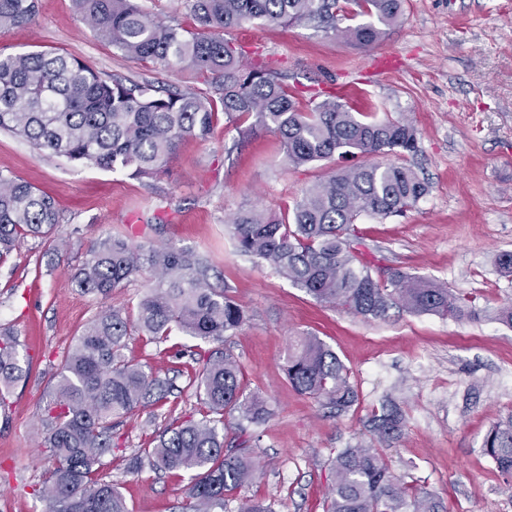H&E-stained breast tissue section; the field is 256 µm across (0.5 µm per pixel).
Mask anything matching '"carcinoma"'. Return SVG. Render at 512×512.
Masks as SVG:
<instances>
[{
  "label": "carcinoma",
  "mask_w": 512,
  "mask_h": 512,
  "mask_svg": "<svg viewBox=\"0 0 512 512\" xmlns=\"http://www.w3.org/2000/svg\"><path fill=\"white\" fill-rule=\"evenodd\" d=\"M199 30L150 18L137 0H74L96 34L123 55L170 70L220 79L219 97L207 91L171 92L151 84L126 85L81 61L42 52L0 56V130L78 166L121 171L138 179L165 173L186 137L205 140L221 110L237 122L253 120L277 135L288 164L300 167L348 156L399 158L417 151L416 131L404 118L370 119L343 98L298 92L264 63L244 62L243 47L226 35L246 23L288 27L317 22L325 32L360 47L381 40L403 19L404 0H189ZM35 0H0V28L27 26ZM429 185L403 163L365 161L340 167L295 202L292 216L239 211L231 219L238 248L267 262L321 303L365 317L393 306L413 314L463 317L462 298L428 278L394 270L373 276L355 241L354 223L366 214L384 219L414 207ZM58 225L53 199L0 168V259L23 235L48 237ZM154 280L137 304L135 329L165 343L173 331L221 341L243 322L242 308L210 286L209 261L193 250L128 243L122 236L93 245L76 273L85 292L106 297L143 269ZM128 321L109 310L78 337L41 408V446L48 476L38 489L49 512H129L117 485L105 479L102 457L115 447L112 419L162 406L173 381L121 353ZM16 339L0 333V407L6 392L26 377ZM288 381L299 393L338 407L353 400L345 368L319 338L296 336L288 347ZM195 413L174 421L132 455L131 469L190 475L187 512H224V498L256 479L259 466L247 448H224V414L259 423L269 415L256 393L244 394L241 369L229 353L211 354L190 378ZM401 418L379 419V437L399 430ZM485 453L512 475V421L494 425ZM327 512H444L438 496L411 490L375 448L356 446L332 464Z\"/></svg>",
  "instance_id": "carcinoma-1"
}]
</instances>
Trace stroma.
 I'll use <instances>...</instances> for the list:
<instances>
[{"instance_id":"35a3bbf8","label":"stroma","mask_w":512,"mask_h":512,"mask_svg":"<svg viewBox=\"0 0 512 512\" xmlns=\"http://www.w3.org/2000/svg\"><path fill=\"white\" fill-rule=\"evenodd\" d=\"M251 59L303 90L320 86L369 118L405 117L418 151L406 162L429 184L415 207L385 219L361 215L358 249L379 276L398 268L468 297L471 318L416 315L391 308L363 317L321 304L266 262L242 254L228 226L240 210L278 213L323 181L332 164L289 166L277 136L219 117L208 140L184 139L154 180L135 179L37 150L0 132V166L49 194L60 223L51 238H22L0 260V329L31 361L9 393L0 420V512H47L33 496L48 468L40 446V408L62 356L98 313L136 318L151 272L105 298L78 288L75 274L88 247L110 235L130 243L190 248L213 265L210 282L244 311L236 333L203 342L174 334L156 345L131 336L125 356L150 365L178 386L155 411L117 419L109 480L129 512H183L189 476L128 469L135 448L197 406L188 375L203 356L230 353L246 393L268 401L270 413L245 438L258 477L226 498L238 512L255 496L274 512H325L337 453L374 446L411 488L437 495L446 512H512V476L484 454L487 431L512 419V327L495 311L512 304V276L497 257L512 252V0H404L402 23L362 48L315 25L245 26L233 31ZM48 51L78 58L95 71L178 89L198 86L193 73L128 58L101 39L73 0H36L31 26L0 31V54ZM321 339L344 365L354 392L343 410L298 393L285 358L291 337ZM398 409V436L379 441L380 416Z\"/></svg>"}]
</instances>
